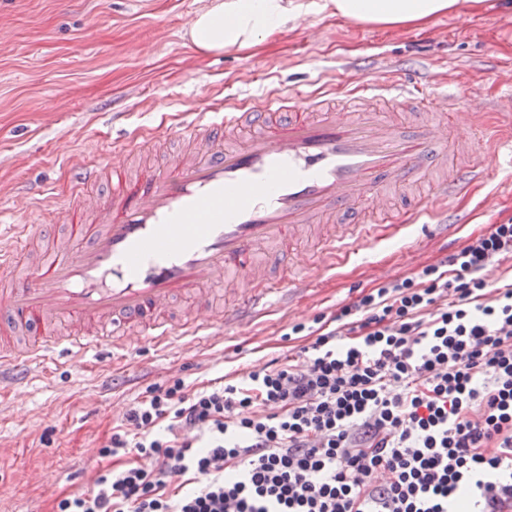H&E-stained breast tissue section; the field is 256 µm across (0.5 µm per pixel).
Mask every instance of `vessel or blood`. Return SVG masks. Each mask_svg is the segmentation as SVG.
I'll use <instances>...</instances> for the list:
<instances>
[{"instance_id":"obj_1","label":"vessel or blood","mask_w":512,"mask_h":512,"mask_svg":"<svg viewBox=\"0 0 512 512\" xmlns=\"http://www.w3.org/2000/svg\"><path fill=\"white\" fill-rule=\"evenodd\" d=\"M356 95L338 105L304 89L265 98L241 110L201 103L181 131L191 159H170L162 170L126 178L129 137L112 151V195L84 186L103 168L76 164L66 207L51 221L86 215L72 245L51 251L29 273L0 290V392L22 390L34 365L83 359L88 353L129 356L143 342L167 349L231 330L252 331L273 299L308 293L327 278L331 260L376 239L360 224L368 213L398 228L434 217L438 202L488 181L486 154L498 151L489 134V106L454 70L442 73L448 118H433L429 93L346 67ZM429 190L418 193L420 185ZM415 191L412 212L399 210L397 191ZM322 263L275 280L258 277L265 249L284 240L306 241L317 227ZM25 226L0 225V267L16 268L35 244ZM233 289L224 310L210 305L205 287ZM195 298L191 316L165 317L173 299ZM27 337L13 340L15 327Z\"/></svg>"}]
</instances>
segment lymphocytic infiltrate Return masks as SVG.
Returning <instances> with one entry per match:
<instances>
[{
  "label": "lymphocytic infiltrate",
  "mask_w": 512,
  "mask_h": 512,
  "mask_svg": "<svg viewBox=\"0 0 512 512\" xmlns=\"http://www.w3.org/2000/svg\"><path fill=\"white\" fill-rule=\"evenodd\" d=\"M512 220L342 306L303 362L151 386L56 512H512Z\"/></svg>",
  "instance_id": "1"
}]
</instances>
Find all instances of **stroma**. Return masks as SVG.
<instances>
[{
	"label": "stroma",
	"mask_w": 512,
	"mask_h": 512,
	"mask_svg": "<svg viewBox=\"0 0 512 512\" xmlns=\"http://www.w3.org/2000/svg\"><path fill=\"white\" fill-rule=\"evenodd\" d=\"M207 0H0V222L42 231L43 214L71 193L69 173L82 162L111 163L123 130H140L141 150L129 176L164 158L189 152L175 137L183 112L202 99L252 105L269 93L288 92L304 74L311 89L334 102L350 98L339 68L357 63L366 74L428 84L455 69L482 95L507 94L492 78L512 65V0L461 5L423 32L381 30L326 14L311 15L250 50L207 56L184 36ZM489 186L443 206L458 222L463 244L491 225L512 219V168L490 154ZM47 185L53 199L29 209L14 200L19 184ZM492 207L480 208L487 192ZM434 225L378 227L380 243L336 261L335 276L299 305L270 308L256 321V337L227 332L168 351L142 344L122 364L54 363L35 369L20 394L0 395V512H53L57 499L85 489L87 448L108 440L120 419L113 403L131 405L148 386L180 378L198 388L243 366L276 356L298 358L301 340L285 339L288 324L332 318L338 309L383 283L382 270L400 275L443 255L429 239ZM67 481H57L61 469Z\"/></svg>",
	"instance_id": "obj_1"
}]
</instances>
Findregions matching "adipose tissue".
Segmentation results:
<instances>
[{"mask_svg": "<svg viewBox=\"0 0 512 512\" xmlns=\"http://www.w3.org/2000/svg\"><path fill=\"white\" fill-rule=\"evenodd\" d=\"M459 0H210L187 30L202 54L250 49L307 15L325 13L387 30L426 29Z\"/></svg>", "mask_w": 512, "mask_h": 512, "instance_id": "1", "label": "adipose tissue"}]
</instances>
